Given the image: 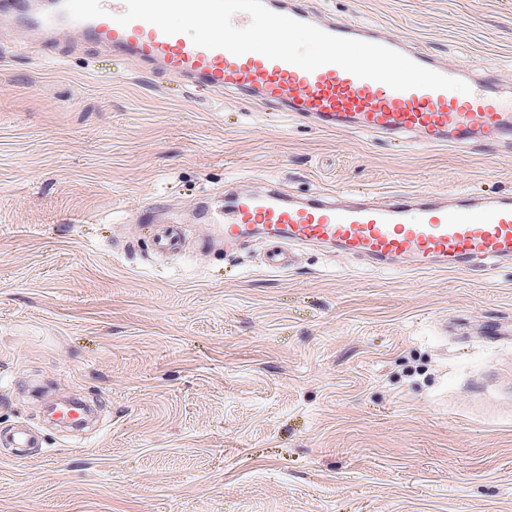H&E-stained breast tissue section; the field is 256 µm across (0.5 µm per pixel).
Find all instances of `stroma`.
<instances>
[{
    "instance_id": "obj_1",
    "label": "stroma",
    "mask_w": 512,
    "mask_h": 512,
    "mask_svg": "<svg viewBox=\"0 0 512 512\" xmlns=\"http://www.w3.org/2000/svg\"><path fill=\"white\" fill-rule=\"evenodd\" d=\"M512 85V0H305ZM512 192V142L420 149L181 86L73 37L0 41V512H512V260L408 274L205 247L224 189ZM156 203L186 248L129 220ZM449 329H442V322ZM97 403L51 426L47 397ZM5 439L10 448H16L18 457H24L23 448H33L41 438L34 430L20 425L12 428L7 434L0 435V441L4 442Z\"/></svg>"
}]
</instances>
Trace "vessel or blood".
Segmentation results:
<instances>
[{
    "mask_svg": "<svg viewBox=\"0 0 512 512\" xmlns=\"http://www.w3.org/2000/svg\"><path fill=\"white\" fill-rule=\"evenodd\" d=\"M105 16L77 22L63 11V0H0V32L25 21L38 54L69 42L73 35L111 48L148 68H159L187 86L230 90L254 102L278 107L298 120H313L329 131L386 134L426 149L472 148L500 142L512 134V87L494 71L480 75L449 71L434 54L407 40L385 35L374 23L349 24L330 19L321 30L340 37L386 46L418 65L470 82L472 90L391 89L361 79L334 64L306 71L257 52L237 56L224 49L194 45L185 34L167 35L142 20L119 25L125 0H101ZM272 12L311 23L302 0H263ZM157 207L147 204L133 215L137 224H153V245L166 253L185 245L181 225L157 222ZM218 231L225 247L246 239H265L264 264L285 270L293 247H336L375 266L395 264L401 271L467 270L475 260H512V194L470 189L396 193L387 201L344 199L316 191L298 197L267 185L260 193H235L224 199ZM10 447H34L40 436L17 426L6 435Z\"/></svg>",
    "mask_w": 512,
    "mask_h": 512,
    "instance_id": "vessel-or-blood-1",
    "label": "vessel or blood"
}]
</instances>
